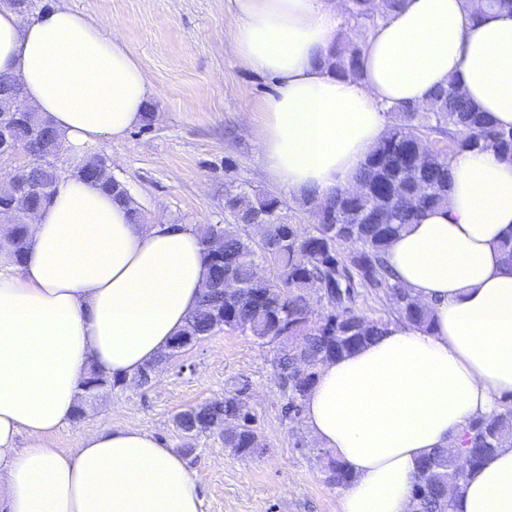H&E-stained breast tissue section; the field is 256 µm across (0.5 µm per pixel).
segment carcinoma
<instances>
[{
  "instance_id": "cac0c4a2",
  "label": "carcinoma",
  "mask_w": 512,
  "mask_h": 512,
  "mask_svg": "<svg viewBox=\"0 0 512 512\" xmlns=\"http://www.w3.org/2000/svg\"><path fill=\"white\" fill-rule=\"evenodd\" d=\"M370 2L348 0L349 19L367 20L374 26L402 6V0H378L373 9ZM360 62L361 45L351 43L336 48L327 65L339 75L354 76ZM17 81V77L0 75V131L20 146L38 137L49 153L62 147L46 119L35 130L14 112V99L3 87ZM389 114L392 121L364 162L357 188H338L320 201L312 195L300 199L302 210L313 220L308 233H300L288 221L290 206L282 198L245 187L224 198V223L200 230L202 242L216 233L224 243L223 257L205 253L209 280L224 282L228 269L233 286L202 292L181 335L204 339L222 321L224 328L272 347L275 375L288 393L290 416L301 411L321 364L374 340L388 325L386 320L368 319L357 311L358 289L383 291L397 319L413 328H429L428 309L395 281L384 254L395 235L417 221L421 212L448 203L449 158L459 150L479 147L512 160V128L497 127L488 113L455 86L435 90L424 107L398 105ZM443 137L448 138L446 148L436 145V139ZM63 173L118 192L134 216L143 220L140 203L112 175L105 154L93 153L73 162L38 158L24 172L38 191L19 192L11 179L0 181V208L16 217L5 261L21 260L27 243L26 217L49 200ZM343 243L354 249L343 253ZM261 263L272 267L273 276L256 274ZM147 373L145 369L127 380L93 368L86 379L92 389L143 387L148 384ZM247 389L243 383L222 399L179 411L174 417L176 429L191 441L209 433V423L222 420L229 429L224 447L241 458L254 455L262 447L257 429L231 430ZM506 443L512 444L511 399L504 400L496 414L470 423L460 435L455 454L437 448L422 459L412 485L414 512H452L454 499L448 498V481L463 486L467 471L477 469ZM321 455L328 457L326 482L345 486L352 478L349 471L327 450Z\"/></svg>"
}]
</instances>
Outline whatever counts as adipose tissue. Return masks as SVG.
<instances>
[{
  "instance_id": "1",
  "label": "adipose tissue",
  "mask_w": 512,
  "mask_h": 512,
  "mask_svg": "<svg viewBox=\"0 0 512 512\" xmlns=\"http://www.w3.org/2000/svg\"><path fill=\"white\" fill-rule=\"evenodd\" d=\"M471 0H404L362 49L359 76L327 67L340 0H230L237 64L270 76L252 128L271 191L352 188L397 103L455 84L512 127V10L473 20ZM18 77L66 150L82 155L143 120L153 89L117 34L56 7L0 5V75ZM512 161L490 149L449 161L448 204L421 213L385 253L431 326L394 321L320 366L304 420L353 475L340 512H413L422 457L512 396ZM208 277L197 230L136 224L98 185L69 176L28 226L21 264L0 265V512H202L184 455L137 426L48 445L69 424L90 367L133 377L182 331ZM26 445H19L20 436ZM453 512H512V447L469 473Z\"/></svg>"
}]
</instances>
